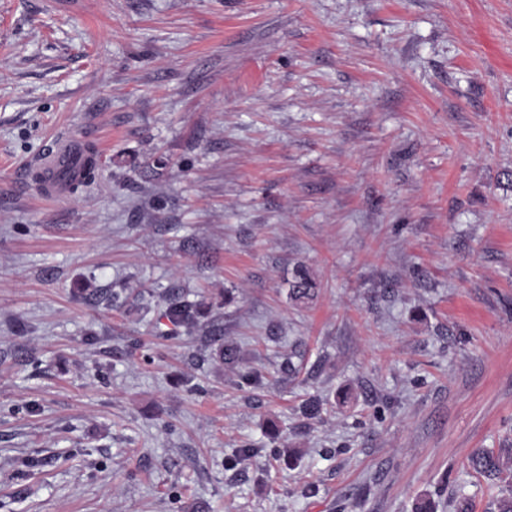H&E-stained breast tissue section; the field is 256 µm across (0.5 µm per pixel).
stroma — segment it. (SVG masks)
Instances as JSON below:
<instances>
[{
	"instance_id": "35a3bbf8",
	"label": "stroma",
	"mask_w": 512,
	"mask_h": 512,
	"mask_svg": "<svg viewBox=\"0 0 512 512\" xmlns=\"http://www.w3.org/2000/svg\"><path fill=\"white\" fill-rule=\"evenodd\" d=\"M508 446L512 0H0V512H487ZM86 148L76 137L61 138L49 154L31 167V173L39 181L43 198L62 199L68 195L70 178L82 168ZM199 314L198 304L190 301L172 303L167 308V316L170 321L175 325L184 326L189 330L197 326ZM474 471L489 480L501 478L504 473H510L512 477V448H501L499 452L494 450H482L472 458Z\"/></svg>"
}]
</instances>
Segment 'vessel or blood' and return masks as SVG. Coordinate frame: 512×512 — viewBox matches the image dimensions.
Segmentation results:
<instances>
[{
    "instance_id": "vessel-or-blood-1",
    "label": "vessel or blood",
    "mask_w": 512,
    "mask_h": 512,
    "mask_svg": "<svg viewBox=\"0 0 512 512\" xmlns=\"http://www.w3.org/2000/svg\"><path fill=\"white\" fill-rule=\"evenodd\" d=\"M86 147L81 140L68 136L56 141L49 154L31 168L39 181L41 195L46 199H62L69 193L71 177L80 171Z\"/></svg>"
}]
</instances>
